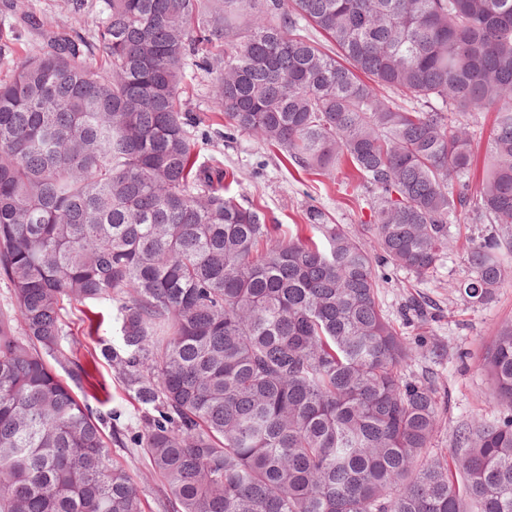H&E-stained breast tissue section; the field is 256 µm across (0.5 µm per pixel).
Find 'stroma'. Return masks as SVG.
Segmentation results:
<instances>
[{
  "mask_svg": "<svg viewBox=\"0 0 512 512\" xmlns=\"http://www.w3.org/2000/svg\"><path fill=\"white\" fill-rule=\"evenodd\" d=\"M4 2L0 0V78L8 77L27 56L43 47L36 32L16 37L13 18L4 10ZM214 79V73L203 69H186V96L200 119L191 135L200 148L202 162L230 172L226 182L229 194L243 204L262 209L287 234L306 223L309 211L316 210L327 223L343 225L349 233L365 236L371 193L342 186L338 172L322 176L295 169L280 152L267 149L251 132L224 136V119L211 109ZM450 231L451 246L428 277L419 279L406 270L383 265L378 280L381 305L403 337L426 336L423 354L412 361L409 372L433 383L442 414L431 446L443 453L454 447L461 428L498 417V408L489 401L492 381L479 369L477 358L498 328L512 321V279L505 281L493 301L485 305L466 303L455 292V284L470 273L466 250L478 231L464 217L452 224ZM412 299L427 304L425 322L404 320L402 310ZM71 332L77 354L84 360L98 350L100 342H115L111 302L74 313ZM97 376L107 384L110 408L119 410L129 426H137L140 406L106 360H99Z\"/></svg>",
  "mask_w": 512,
  "mask_h": 512,
  "instance_id": "stroma-1",
  "label": "stroma"
}]
</instances>
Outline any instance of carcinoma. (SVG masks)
I'll return each mask as SVG.
<instances>
[{"label":"carcinoma","mask_w":512,"mask_h":512,"mask_svg":"<svg viewBox=\"0 0 512 512\" xmlns=\"http://www.w3.org/2000/svg\"><path fill=\"white\" fill-rule=\"evenodd\" d=\"M93 33L23 14L46 49L0 82V512H145L112 446L148 458L156 512H512V323L478 359L492 422L430 448L441 406L421 344L378 298L371 249L319 213L280 233L198 162L189 62L213 112L301 171L346 164L369 232L418 278L462 215L490 228L458 293L512 267V0H65ZM412 96L403 109L379 89ZM495 113L479 195L461 118ZM111 301L102 355L142 409L78 397L77 306ZM454 468H449L448 462Z\"/></svg>","instance_id":"cac0c4a2"}]
</instances>
